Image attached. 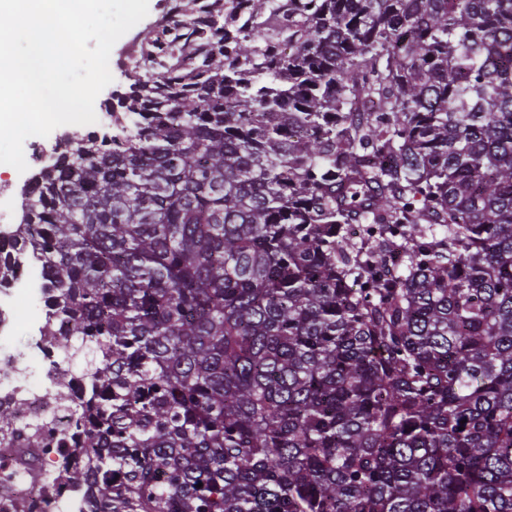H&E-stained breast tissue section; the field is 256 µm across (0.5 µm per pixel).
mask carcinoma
Returning <instances> with one entry per match:
<instances>
[{
  "mask_svg": "<svg viewBox=\"0 0 512 512\" xmlns=\"http://www.w3.org/2000/svg\"><path fill=\"white\" fill-rule=\"evenodd\" d=\"M145 45L0 228L93 355L0 436L95 512H512V0H173Z\"/></svg>",
  "mask_w": 512,
  "mask_h": 512,
  "instance_id": "1",
  "label": "carcinoma"
}]
</instances>
